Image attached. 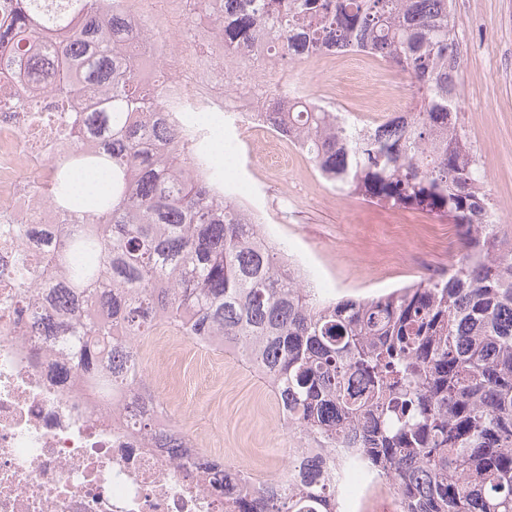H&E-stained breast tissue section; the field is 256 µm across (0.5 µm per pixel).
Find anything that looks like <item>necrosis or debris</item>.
I'll return each mask as SVG.
<instances>
[{
  "mask_svg": "<svg viewBox=\"0 0 512 512\" xmlns=\"http://www.w3.org/2000/svg\"><path fill=\"white\" fill-rule=\"evenodd\" d=\"M158 5L194 17L204 29L223 11L222 0H127V27L143 32ZM162 64L173 116L188 100L199 112L242 108L252 129L291 143L264 101L273 61L242 70L234 94L225 93L223 78L201 81V72L212 67L207 54L168 50ZM28 86L27 104L0 103V222L24 230L19 237L0 233V512H224V497L209 489L207 470L222 449L204 447L195 434L174 452L134 434L125 423L126 407L104 409L75 373L68 350L48 358L41 337L24 343L17 335L18 271L23 261L41 258L25 233L61 220L44 202L36 174L62 158L72 113L93 102L77 94L62 112L52 75L29 78ZM288 455L318 462L322 478L342 493V512H400L392 490L355 449L292 448ZM290 460L283 476L292 474Z\"/></svg>",
  "mask_w": 512,
  "mask_h": 512,
  "instance_id": "1",
  "label": "necrosis or debris"
}]
</instances>
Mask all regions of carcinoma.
<instances>
[{
	"label": "carcinoma",
	"instance_id": "obj_1",
	"mask_svg": "<svg viewBox=\"0 0 512 512\" xmlns=\"http://www.w3.org/2000/svg\"><path fill=\"white\" fill-rule=\"evenodd\" d=\"M32 2L0 0V76L49 65L56 92L101 106L40 175L69 223L21 276L19 314L39 307V284L63 277L57 299L74 318L20 335L69 337L75 370L132 399L141 411L131 426L154 435L167 412L146 387L139 343L167 326L262 377L297 444L352 442L401 512H512V239L459 126L452 0H223L213 23L238 62L261 33L270 54L366 53L408 78L411 111L377 131L353 134L303 96L287 99L286 112L270 103L325 180L462 229L447 271L360 299L319 295L217 187L212 158L152 121L166 105L163 80L140 83L121 51L124 0H68L52 29ZM154 138L164 154L146 149ZM91 167L110 171L111 188L78 201L73 175ZM208 471L226 512H340L336 487L313 464L303 481L278 486L225 461Z\"/></svg>",
	"mask_w": 512,
	"mask_h": 512
}]
</instances>
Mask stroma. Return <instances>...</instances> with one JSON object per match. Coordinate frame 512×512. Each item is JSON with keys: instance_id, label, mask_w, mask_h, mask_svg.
<instances>
[{"instance_id": "obj_1", "label": "stroma", "mask_w": 512, "mask_h": 512, "mask_svg": "<svg viewBox=\"0 0 512 512\" xmlns=\"http://www.w3.org/2000/svg\"><path fill=\"white\" fill-rule=\"evenodd\" d=\"M460 48V122L474 145L502 230L512 234V0H453ZM270 87L296 85L321 101L375 106L380 95L362 60L327 73L283 65ZM231 154L224 183L249 187L278 240L303 256L331 297H366L447 271L458 258L460 233L448 220L411 209L383 208L336 192L307 156L274 158L247 132L244 117L221 118ZM147 382L185 430L208 427L225 457L265 474L278 472L294 440L278 422L269 388L235 355L186 345L178 355L146 354Z\"/></svg>"}]
</instances>
